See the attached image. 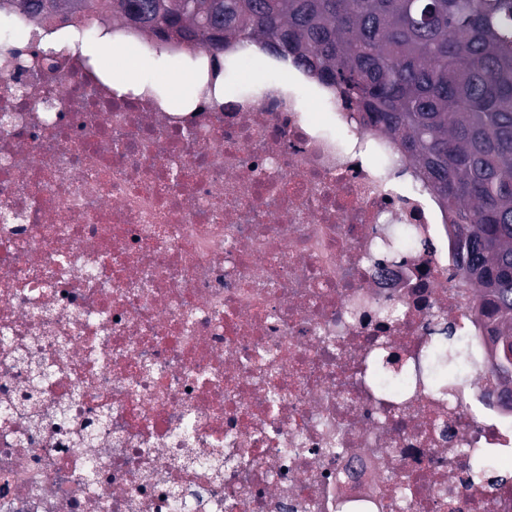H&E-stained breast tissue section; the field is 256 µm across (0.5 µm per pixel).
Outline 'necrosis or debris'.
I'll return each instance as SVG.
<instances>
[{"label":"necrosis or debris","instance_id":"necrosis-or-debris-1","mask_svg":"<svg viewBox=\"0 0 512 512\" xmlns=\"http://www.w3.org/2000/svg\"><path fill=\"white\" fill-rule=\"evenodd\" d=\"M1 26L0 512H512L465 455L512 456V407L421 371L443 319L484 374L488 328L390 138L259 47L287 81L229 100L227 54L118 15ZM88 29L192 98L123 87ZM139 57H144L147 61L150 57L152 63L145 66V62ZM180 60L176 57H155L148 53H138V57L129 56L126 60V74L130 78L129 82H134V78L137 73L140 72L138 80H149L154 79L158 74L162 72H172L180 67ZM145 68L141 70L143 67Z\"/></svg>","mask_w":512,"mask_h":512}]
</instances>
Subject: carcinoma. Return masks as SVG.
I'll return each mask as SVG.
<instances>
[{"mask_svg":"<svg viewBox=\"0 0 512 512\" xmlns=\"http://www.w3.org/2000/svg\"><path fill=\"white\" fill-rule=\"evenodd\" d=\"M35 14L112 10L154 33L222 52L262 44L336 89L388 136L457 227L460 270L490 326L489 373L512 380V0H14ZM426 356L448 383V343Z\"/></svg>","mask_w":512,"mask_h":512,"instance_id":"carcinoma-1","label":"carcinoma"}]
</instances>
